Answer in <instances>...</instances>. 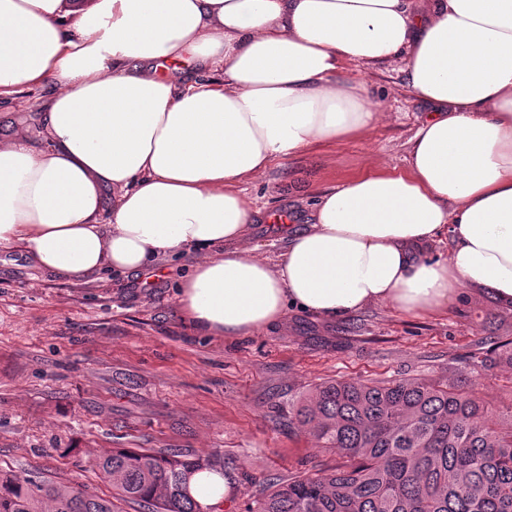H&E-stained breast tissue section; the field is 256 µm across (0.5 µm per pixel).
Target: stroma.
<instances>
[{
    "label": "stroma",
    "mask_w": 512,
    "mask_h": 512,
    "mask_svg": "<svg viewBox=\"0 0 512 512\" xmlns=\"http://www.w3.org/2000/svg\"><path fill=\"white\" fill-rule=\"evenodd\" d=\"M401 63L346 64L342 76L381 102L362 136L324 141L245 184L258 210L248 239L261 256L282 248L272 212L296 209L285 176L313 169L320 188L364 171L368 159L406 165L407 143L428 107L404 86ZM184 260L91 282H69L0 249V470L44 476L107 497L95 467L117 448H183L215 455L236 486L222 512H249L266 483L337 456L292 423L301 399L332 379L422 377L468 381L512 426V355L487 371L466 361L484 336L512 337V304L460 289L447 308L409 315L389 304L326 321L292 309L282 325L248 336L197 334L176 285Z\"/></svg>",
    "instance_id": "stroma-1"
}]
</instances>
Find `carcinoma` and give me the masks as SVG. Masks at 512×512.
<instances>
[{"mask_svg":"<svg viewBox=\"0 0 512 512\" xmlns=\"http://www.w3.org/2000/svg\"><path fill=\"white\" fill-rule=\"evenodd\" d=\"M468 356L487 366V346ZM341 462L268 487L251 512H512V432L465 384L421 378L327 381L295 413ZM211 455L181 448L116 449L96 460L112 496L38 476L0 471V512H202L188 479L215 467Z\"/></svg>","mask_w":512,"mask_h":512,"instance_id":"1","label":"carcinoma"}]
</instances>
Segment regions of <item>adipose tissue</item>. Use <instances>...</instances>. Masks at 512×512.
I'll list each match as a JSON object with an SVG mask.
<instances>
[{"mask_svg": "<svg viewBox=\"0 0 512 512\" xmlns=\"http://www.w3.org/2000/svg\"><path fill=\"white\" fill-rule=\"evenodd\" d=\"M394 61L431 108L404 169L318 194L283 180L309 222L261 258L243 184L365 134L380 105L339 74ZM33 87L50 90L38 127L0 134V248L42 271L78 282L194 256L180 312L216 337L292 308L415 315L462 287L512 303V0H0V98ZM189 490L208 512L235 493L209 470Z\"/></svg>", "mask_w": 512, "mask_h": 512, "instance_id": "1", "label": "adipose tissue"}]
</instances>
